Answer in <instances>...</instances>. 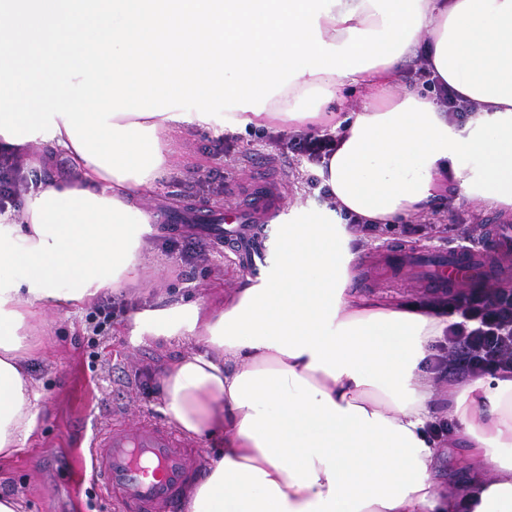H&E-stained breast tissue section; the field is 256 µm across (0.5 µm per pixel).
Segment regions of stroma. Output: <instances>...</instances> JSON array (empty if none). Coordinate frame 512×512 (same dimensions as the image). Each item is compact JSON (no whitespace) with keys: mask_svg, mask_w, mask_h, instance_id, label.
I'll return each mask as SVG.
<instances>
[{"mask_svg":"<svg viewBox=\"0 0 512 512\" xmlns=\"http://www.w3.org/2000/svg\"><path fill=\"white\" fill-rule=\"evenodd\" d=\"M228 137L233 140L229 149L224 146ZM170 149V159L155 178L145 205L160 215L181 208L183 222L175 225L161 218L155 222L147 237L150 247L138 267L137 284L101 292L90 305L68 313L45 309L35 322L47 343L45 351L27 364L28 373L39 383L35 429L26 448L0 461V494L21 495L24 512H114L111 501L101 496L90 477L75 478L67 459L87 454L92 435L111 425L113 409H123L131 417L147 413L167 421L159 375L163 366L193 347L185 338H133V314L144 307L161 309L191 302L209 307L217 295L234 294L248 280L232 256L209 251L193 259L184 249H170L168 243L202 237L197 213L205 203H219L227 210L244 204L252 170L232 165L229 156L265 157L270 148L262 129L228 127L217 135L204 127L181 126L170 135ZM279 163L288 183L289 209L314 213L326 207L320 186L309 182L318 176V167L285 149L279 152ZM497 209V204L461 194L452 198L447 189H440L412 218L421 225V232L407 234L398 225L358 232L364 250L359 266L364 269L383 260L385 250L394 245L447 247ZM353 290L370 299L402 305L430 296L426 288L409 281L390 287L378 280L354 285ZM113 301L123 302L124 309L105 317L104 310ZM443 441L445 448L433 476L450 486L468 477L469 455L455 433L446 434ZM76 480L82 492L74 497L70 486Z\"/></svg>","mask_w":512,"mask_h":512,"instance_id":"1","label":"stroma"}]
</instances>
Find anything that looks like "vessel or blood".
<instances>
[{
	"label": "vessel or blood",
	"instance_id": "1",
	"mask_svg": "<svg viewBox=\"0 0 512 512\" xmlns=\"http://www.w3.org/2000/svg\"><path fill=\"white\" fill-rule=\"evenodd\" d=\"M277 169L276 162L264 164L250 204L224 216L214 227L219 241L232 246L246 273L265 265L264 227L284 213L285 188L275 177ZM401 264L427 288L505 281L512 264V225L490 223L473 245L426 254L408 252ZM90 446V457H76L73 466L81 472L93 470L116 512H179L183 493L202 477L194 440L147 414L136 418L115 414L111 426Z\"/></svg>",
	"mask_w": 512,
	"mask_h": 512
}]
</instances>
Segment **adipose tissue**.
<instances>
[{"label": "adipose tissue", "mask_w": 512, "mask_h": 512, "mask_svg": "<svg viewBox=\"0 0 512 512\" xmlns=\"http://www.w3.org/2000/svg\"><path fill=\"white\" fill-rule=\"evenodd\" d=\"M421 43L476 103L465 125L417 90L386 98ZM346 81L384 105L329 111ZM220 113L342 129L322 172L338 207L282 225L279 267L214 309L135 313L132 336L196 344L162 372L165 413L224 434L184 512H512V377L449 387L473 464L439 484L427 361L448 319L349 293L360 251L336 218H410L448 179L512 206V0H0V152L78 173L0 221V459L33 434V321L136 281L168 134Z\"/></svg>", "instance_id": "ef3b65f1"}]
</instances>
